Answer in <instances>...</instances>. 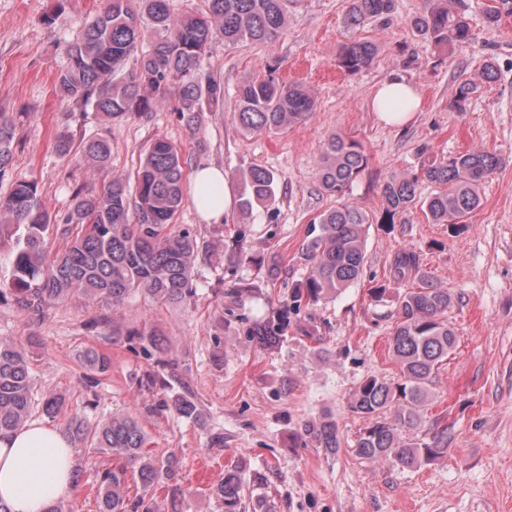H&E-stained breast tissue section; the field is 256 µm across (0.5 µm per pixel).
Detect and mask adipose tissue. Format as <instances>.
Instances as JSON below:
<instances>
[{"mask_svg": "<svg viewBox=\"0 0 512 512\" xmlns=\"http://www.w3.org/2000/svg\"><path fill=\"white\" fill-rule=\"evenodd\" d=\"M419 103L416 85L393 74L376 89L371 108L380 122L402 125L413 118ZM191 195L210 224L222 223L236 203L223 170L211 166L192 174ZM74 461V448L48 421L33 419L19 430L0 434V501L11 512H46L53 501L74 493L70 479Z\"/></svg>", "mask_w": 512, "mask_h": 512, "instance_id": "1", "label": "adipose tissue"}]
</instances>
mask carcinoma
Here are the masks:
<instances>
[{
    "label": "carcinoma",
    "mask_w": 512,
    "mask_h": 512,
    "mask_svg": "<svg viewBox=\"0 0 512 512\" xmlns=\"http://www.w3.org/2000/svg\"><path fill=\"white\" fill-rule=\"evenodd\" d=\"M179 15L170 0H105L101 11L85 20L66 42L67 64L55 81L61 103L83 111L92 108L106 124L74 143L63 131L56 136L61 155L78 151L83 162L105 175L95 192L77 190L73 205L62 215H51L41 204L38 182L19 178L0 193V234L13 231L15 245L10 260L8 291L18 308L31 320L44 317L51 304L74 300L106 303L117 308L133 293L162 305H180L196 291L194 265L200 244L188 229L174 230L185 202L188 157L165 137L155 139L140 155L134 173L112 175V149L108 133L112 124L131 117L149 118L170 96L177 98L179 121L191 131L199 129L201 112L224 108V75L204 69L211 44L264 45L277 40L288 23V4L298 0H185ZM452 0H425L415 16L416 31L435 47L452 49L471 41L474 31L467 16L451 8ZM395 0H351L346 14L350 27L374 18H387ZM148 20L152 40L142 41L143 20ZM377 47L368 40L352 41L339 53L338 65L350 74L370 67ZM475 84L458 86L451 107L462 112ZM312 92L300 83H280L273 77L245 80L235 100V114L246 133H276L305 121L314 110ZM16 126L0 113V177L11 167ZM502 164L486 150L467 151L425 166L421 176L388 177L381 185L383 212L380 224H393L420 207L432 224L458 225L481 203L480 185ZM368 165L361 143L334 134L325 143L318 163L323 192L335 204L317 217L303 245L309 271L292 292L291 304L250 324L244 335L263 349L282 340L291 311L302 302L315 305L336 297L361 277L366 258L367 225L373 217L345 201L347 191ZM435 186L420 197L419 180ZM240 212L253 213L276 200L274 172L253 167L241 174ZM61 232L62 247L49 253V237ZM266 278L280 274L276 255L256 260ZM396 285V318L389 355L399 369L395 381L368 376L352 391L350 411L369 419L353 452L368 462L391 461L420 468L448 456L453 429L446 425L431 436L411 438L408 432L422 423L421 410L432 396L440 365L454 350L457 337L448 327V289L440 288L422 269L415 252L398 250L389 262L386 283L368 289L379 302ZM90 370L103 374L111 366L108 355L87 354ZM33 379L25 349L0 340V433L21 428L33 411ZM168 408L191 419L202 413L191 397L176 394ZM303 436L318 447L336 451L341 436L335 421L323 418L301 425ZM72 443H88L118 461L97 481L98 512H152L145 494L159 483L176 481L177 459L158 461L147 450L146 434L139 422L117 414L90 426L75 417L66 429ZM140 485L143 495L129 497L128 480ZM241 471L234 467L213 486L224 512H240Z\"/></svg>",
    "instance_id": "cac0c4a2"
}]
</instances>
